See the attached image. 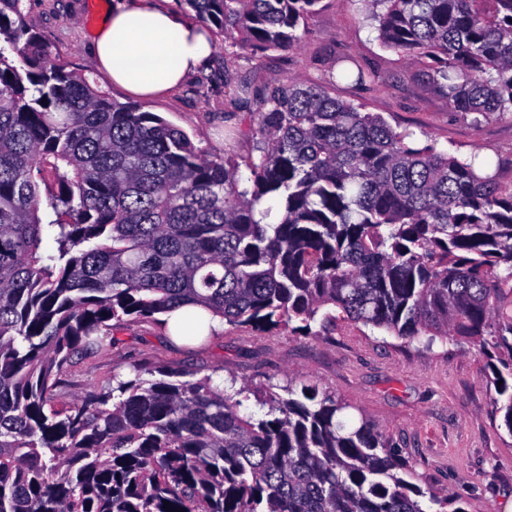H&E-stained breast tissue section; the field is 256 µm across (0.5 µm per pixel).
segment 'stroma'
I'll return each mask as SVG.
<instances>
[{"label":"stroma","mask_w":512,"mask_h":512,"mask_svg":"<svg viewBox=\"0 0 512 512\" xmlns=\"http://www.w3.org/2000/svg\"><path fill=\"white\" fill-rule=\"evenodd\" d=\"M89 11L90 0H25L23 14L70 70L95 80L114 101L128 103L129 95L111 87L94 66L90 45L97 23ZM344 55L356 58L375 80L336 83L331 95L365 104L439 151L482 157L501 183H512V116L454 111L420 66L382 47L357 0H322L297 48L263 56L242 51L230 67L216 55L143 107L185 131L200 149L245 156L254 148L258 114L233 111L227 84L247 81L260 90L278 74L317 84ZM229 110L234 117L228 121ZM155 366L207 376L221 388L263 384L279 390L295 380L319 385L347 404L346 420L367 418L389 438L425 493L448 496L465 512H512V435L495 410L486 359L474 348L449 340L427 347L341 317L314 322L307 332L293 324H228L199 344L177 346L163 324L149 319L118 329L111 351L74 357L64 378L73 394L89 380H126L137 368Z\"/></svg>","instance_id":"obj_1"}]
</instances>
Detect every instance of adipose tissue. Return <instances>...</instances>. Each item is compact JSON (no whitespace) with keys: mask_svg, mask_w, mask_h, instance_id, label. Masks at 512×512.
Here are the masks:
<instances>
[{"mask_svg":"<svg viewBox=\"0 0 512 512\" xmlns=\"http://www.w3.org/2000/svg\"><path fill=\"white\" fill-rule=\"evenodd\" d=\"M98 68L127 94L169 93L205 67L215 47L172 0H117L93 37Z\"/></svg>","mask_w":512,"mask_h":512,"instance_id":"1","label":"adipose tissue"}]
</instances>
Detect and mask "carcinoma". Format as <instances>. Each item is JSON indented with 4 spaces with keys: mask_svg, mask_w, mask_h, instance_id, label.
Masks as SVG:
<instances>
[{
    "mask_svg": "<svg viewBox=\"0 0 512 512\" xmlns=\"http://www.w3.org/2000/svg\"><path fill=\"white\" fill-rule=\"evenodd\" d=\"M23 2L0 0V512H424L387 438L313 384L146 368L54 407L74 355L183 304L476 347L512 434V186L292 76L231 89L257 103L258 155L199 150L67 69ZM322 2L185 0L253 56L296 48ZM359 2L457 111L512 113V0ZM336 66L332 84L373 79ZM264 199L279 222L256 220Z\"/></svg>",
    "mask_w": 512,
    "mask_h": 512,
    "instance_id": "carcinoma-1",
    "label": "carcinoma"
}]
</instances>
